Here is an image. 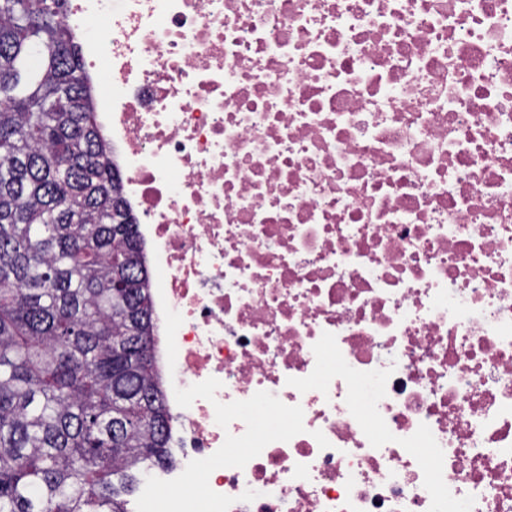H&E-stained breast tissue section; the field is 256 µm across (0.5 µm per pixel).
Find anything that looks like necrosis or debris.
I'll list each match as a JSON object with an SVG mask.
<instances>
[{
    "label": "necrosis or debris",
    "instance_id": "obj_1",
    "mask_svg": "<svg viewBox=\"0 0 512 512\" xmlns=\"http://www.w3.org/2000/svg\"><path fill=\"white\" fill-rule=\"evenodd\" d=\"M179 464L141 512H512V0H75Z\"/></svg>",
    "mask_w": 512,
    "mask_h": 512
}]
</instances>
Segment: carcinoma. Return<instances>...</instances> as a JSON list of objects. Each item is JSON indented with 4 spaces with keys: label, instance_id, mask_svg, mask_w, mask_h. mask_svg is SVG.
Instances as JSON below:
<instances>
[{
    "label": "carcinoma",
    "instance_id": "cac0c4a2",
    "mask_svg": "<svg viewBox=\"0 0 512 512\" xmlns=\"http://www.w3.org/2000/svg\"><path fill=\"white\" fill-rule=\"evenodd\" d=\"M69 0H0V512H128L171 464L137 220Z\"/></svg>",
    "mask_w": 512,
    "mask_h": 512
}]
</instances>
